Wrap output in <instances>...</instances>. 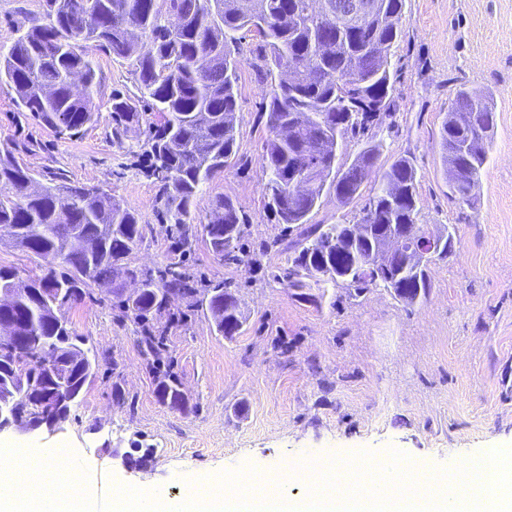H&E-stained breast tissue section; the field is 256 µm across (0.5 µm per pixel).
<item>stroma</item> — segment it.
Returning <instances> with one entry per match:
<instances>
[{"label": "stroma", "mask_w": 512, "mask_h": 512, "mask_svg": "<svg viewBox=\"0 0 512 512\" xmlns=\"http://www.w3.org/2000/svg\"><path fill=\"white\" fill-rule=\"evenodd\" d=\"M43 19L44 0H0V45ZM255 44L249 35L240 45L236 157L200 206L229 197L251 226L249 246L281 242L256 266L224 264L202 239L188 258L205 279L234 283L242 332L226 339L206 310L173 299L171 311L187 314L165 336L187 403L175 410L156 396L139 325L121 316L108 287L93 286V300L65 312L96 357L91 381L55 431L0 432V444L72 453L96 497L143 481L177 497L225 472L316 474L323 459L365 451L385 460L393 448L441 473L485 449L512 448V0H405L392 116L376 131L380 162L413 158L418 225L453 234L448 256L428 265V292L411 307L380 288L360 296L331 288L313 303L278 282L292 239L281 236L262 196L270 87L253 66ZM95 62L97 122L74 136L57 133L0 88V148L40 183L98 186L119 199L146 226L130 260L153 270L170 260L172 239L138 152L148 128L112 141V93L134 92L133 66L104 51ZM463 86L489 89L494 111L488 163L468 204L449 197L440 149L442 122ZM369 195L362 186L360 199L344 205L324 191L310 221L356 223ZM138 447L153 451L141 468L129 461Z\"/></svg>", "instance_id": "obj_1"}]
</instances>
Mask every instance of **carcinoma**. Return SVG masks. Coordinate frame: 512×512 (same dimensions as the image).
<instances>
[{"instance_id":"1","label":"carcinoma","mask_w":512,"mask_h":512,"mask_svg":"<svg viewBox=\"0 0 512 512\" xmlns=\"http://www.w3.org/2000/svg\"><path fill=\"white\" fill-rule=\"evenodd\" d=\"M314 0H45L46 22L16 30L0 48V87L14 93L20 108L59 133L72 135L95 120L97 91L92 52L108 51L131 60L140 99L159 118L148 131L143 154L152 160L165 220L177 236L176 258L155 271L133 267L129 257L144 240L145 225L111 195L95 187L64 183L31 188L34 177L14 155L0 151V228L5 242L44 260L48 273L23 280L0 266V291L16 296L0 305V322L15 326L19 341L0 344V418L34 421L60 398L71 407L93 376L85 339L63 311L86 298L89 286L111 282L123 294L124 317L142 327L144 355L162 363L167 327L153 329L150 318L169 311L170 296L204 305L216 331L235 336L245 317L231 283H207L187 266L198 232L227 264L250 256L244 249L250 224L232 199L211 200L206 223L197 224L204 187L235 157L240 122L237 108L239 50L244 30L257 39L265 76L288 73L268 93L263 195L282 232L299 230L291 267L282 278L299 296L316 286L321 294L336 286L359 296L385 288L407 306L416 289L430 287V257L417 259L416 168L399 156L377 166L380 142H366L350 165L336 158L353 139L391 116V51L403 35L405 0H378L369 13L352 9L354 0H328L334 18L307 16ZM492 94L461 87L441 131L448 192L469 203L480 185L493 129ZM113 139L143 120L126 95H112ZM337 177L326 182L332 172ZM373 181L357 224L360 239L345 240V224H310L309 215L325 187L348 204ZM389 237L400 248L382 265L371 255ZM156 394L172 408H187L178 377L156 375Z\"/></svg>"}]
</instances>
